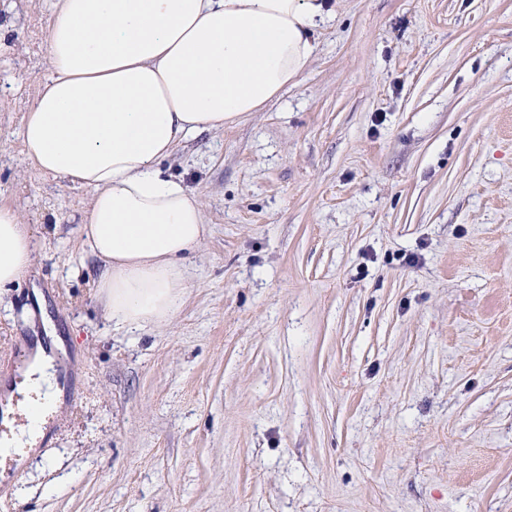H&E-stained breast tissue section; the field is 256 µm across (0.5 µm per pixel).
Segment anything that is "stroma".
<instances>
[{
  "instance_id": "1",
  "label": "stroma",
  "mask_w": 512,
  "mask_h": 512,
  "mask_svg": "<svg viewBox=\"0 0 512 512\" xmlns=\"http://www.w3.org/2000/svg\"><path fill=\"white\" fill-rule=\"evenodd\" d=\"M335 3L297 84L163 162L208 232L177 314L125 331L90 192L25 160L51 13L21 0L0 204L35 252L0 365L46 311L69 385L0 512H512V0Z\"/></svg>"
}]
</instances>
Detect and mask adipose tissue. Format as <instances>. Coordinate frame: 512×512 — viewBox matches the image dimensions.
<instances>
[{
  "label": "adipose tissue",
  "instance_id": "1",
  "mask_svg": "<svg viewBox=\"0 0 512 512\" xmlns=\"http://www.w3.org/2000/svg\"><path fill=\"white\" fill-rule=\"evenodd\" d=\"M50 75L21 136L37 172L90 190L81 228L103 263L96 295L115 325L167 323L187 283L185 259L207 232L203 207L162 162L205 130L260 111L297 84L329 0H48ZM32 236L0 204V289L33 264ZM31 372L60 408L50 348Z\"/></svg>",
  "mask_w": 512,
  "mask_h": 512
}]
</instances>
